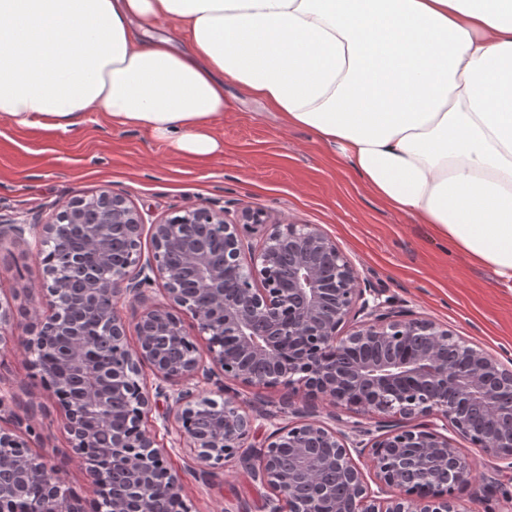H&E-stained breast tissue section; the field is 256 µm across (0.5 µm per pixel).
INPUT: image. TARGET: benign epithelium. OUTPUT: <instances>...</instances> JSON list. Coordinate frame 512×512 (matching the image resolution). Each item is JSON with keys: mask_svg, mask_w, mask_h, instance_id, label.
Here are the masks:
<instances>
[{"mask_svg": "<svg viewBox=\"0 0 512 512\" xmlns=\"http://www.w3.org/2000/svg\"><path fill=\"white\" fill-rule=\"evenodd\" d=\"M74 224L86 225L100 265L63 246ZM211 232L224 240L220 259L185 249ZM28 237L39 255L55 247L59 266L43 267L38 290L50 314L24 348L97 488L95 512H193L183 476L146 426L161 402L173 444L195 452L194 476L208 483L225 462L246 461L266 491L265 512H458L454 492L472 465L450 431L512 469V367L383 297L315 224L200 205L147 226L124 197L99 190L44 224L0 225V241ZM156 286L163 301L141 311L132 343L117 301L143 304ZM13 322L0 302L1 349ZM376 345L410 350L362 356ZM450 349L462 363L448 361ZM238 384L302 391L378 421L353 425L358 440L304 408L276 423L242 408ZM475 414L497 432L474 428ZM412 419L420 423L401 424ZM27 421L0 416V512H85L53 455L32 449ZM364 454L373 486L354 459Z\"/></svg>", "mask_w": 512, "mask_h": 512, "instance_id": "benign-epithelium-1", "label": "benign epithelium"}]
</instances>
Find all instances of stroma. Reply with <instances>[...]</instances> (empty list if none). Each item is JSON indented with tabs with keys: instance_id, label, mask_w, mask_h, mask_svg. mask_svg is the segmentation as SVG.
<instances>
[{
	"instance_id": "1",
	"label": "stroma",
	"mask_w": 512,
	"mask_h": 512,
	"mask_svg": "<svg viewBox=\"0 0 512 512\" xmlns=\"http://www.w3.org/2000/svg\"><path fill=\"white\" fill-rule=\"evenodd\" d=\"M222 153H175L143 128L115 127L97 109L64 134L24 127L0 117V220L46 218L71 198L109 189L124 195L145 222L193 204L236 212L245 208L316 224L354 262L364 281L399 305L448 325L456 335L505 358L512 356V286L472 262L429 225L391 209L358 174L303 128H290L263 102L236 85L224 86V112L214 123ZM43 266L34 247L0 243V299L12 304L11 349L0 353V384L16 395L11 408L36 407L32 445L45 452L67 447L58 407L48 399L23 342L36 315H47L37 285ZM148 426L185 474V494L196 512H261V498L238 462L205 483L190 474L188 449L172 445L157 416ZM454 443L473 464L456 498L461 512H512V471L500 461Z\"/></svg>"
}]
</instances>
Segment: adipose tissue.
<instances>
[{"mask_svg": "<svg viewBox=\"0 0 512 512\" xmlns=\"http://www.w3.org/2000/svg\"><path fill=\"white\" fill-rule=\"evenodd\" d=\"M228 81L512 283V0H0L17 125L67 133L101 108L217 154Z\"/></svg>", "mask_w": 512, "mask_h": 512, "instance_id": "ef3b65f1", "label": "adipose tissue"}]
</instances>
